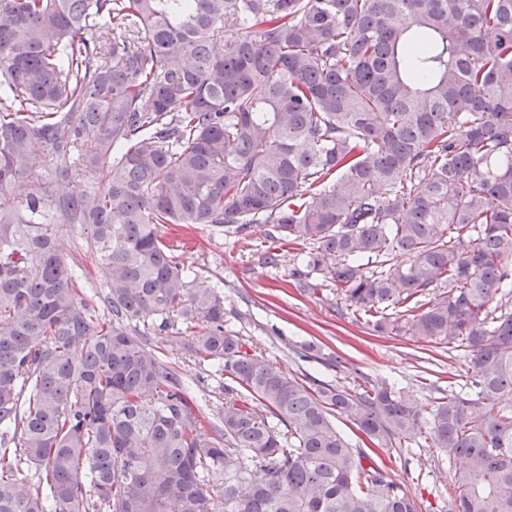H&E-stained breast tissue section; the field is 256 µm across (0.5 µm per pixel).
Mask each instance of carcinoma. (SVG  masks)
Here are the masks:
<instances>
[{
    "mask_svg": "<svg viewBox=\"0 0 512 512\" xmlns=\"http://www.w3.org/2000/svg\"><path fill=\"white\" fill-rule=\"evenodd\" d=\"M23 179L0 210V512H422L382 457L417 406L246 349L160 234L260 220L310 246L302 292L314 272L374 331L469 352L427 439L451 512H512V0H0V198ZM154 342L214 368L217 417ZM55 231L61 248L70 263L74 262L75 269L81 274L78 286L82 289L84 298L96 308L97 314L106 315L107 310L103 302L104 288L100 286L96 277L95 269L87 253L85 235L82 233L80 225L55 224Z\"/></svg>",
    "mask_w": 512,
    "mask_h": 512,
    "instance_id": "1",
    "label": "carcinoma"
}]
</instances>
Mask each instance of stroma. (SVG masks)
<instances>
[{
    "instance_id": "1",
    "label": "stroma",
    "mask_w": 512,
    "mask_h": 512,
    "mask_svg": "<svg viewBox=\"0 0 512 512\" xmlns=\"http://www.w3.org/2000/svg\"><path fill=\"white\" fill-rule=\"evenodd\" d=\"M55 231L81 274L78 286L85 298L97 314H105L104 290L80 225L59 224ZM162 235L201 278L221 280L229 327L292 374L343 384L360 372L376 383L396 386L423 411L447 392L449 384L466 383V352L375 333L365 320L338 314L335 290L310 296L290 284L288 273L300 264L301 255L280 246L273 225H251L244 235L211 224L190 230L168 228ZM271 253L278 254V265L267 264ZM423 437V432H416L414 442L401 449L402 460L390 476L407 485L432 512H446L453 491L448 461Z\"/></svg>"
}]
</instances>
